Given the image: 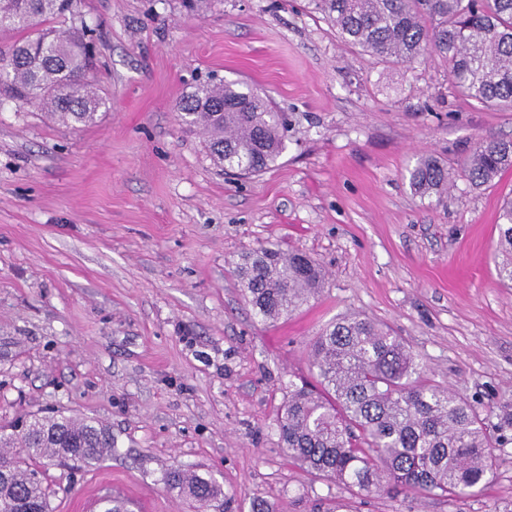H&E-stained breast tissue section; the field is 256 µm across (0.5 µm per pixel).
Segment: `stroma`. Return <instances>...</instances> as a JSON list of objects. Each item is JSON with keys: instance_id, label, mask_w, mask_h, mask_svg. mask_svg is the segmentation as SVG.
<instances>
[{"instance_id": "35a3bbf8", "label": "stroma", "mask_w": 512, "mask_h": 512, "mask_svg": "<svg viewBox=\"0 0 512 512\" xmlns=\"http://www.w3.org/2000/svg\"><path fill=\"white\" fill-rule=\"evenodd\" d=\"M96 30L108 107L66 127L0 105V426L30 412L92 418L112 450L48 466L52 512H206L163 481L214 477L224 512L336 501L349 512H512V431L477 497L352 495L293 465L275 420L314 382L310 344L361 313L400 336L427 379L495 425L512 408V288L495 269L512 170L443 201L404 178L420 154L450 169L512 112L478 106L427 59L383 65L348 47L313 0H78L57 29ZM268 95L290 120L278 163L225 173L180 99L210 79ZM264 246L315 258L321 294L269 324L234 268Z\"/></svg>"}]
</instances>
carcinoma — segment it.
<instances>
[{"label": "carcinoma", "instance_id": "1", "mask_svg": "<svg viewBox=\"0 0 512 512\" xmlns=\"http://www.w3.org/2000/svg\"><path fill=\"white\" fill-rule=\"evenodd\" d=\"M345 44L380 63L436 57L458 91L477 105L512 111V0H314ZM76 0H0V30L19 39L0 48V105L32 104L55 122L86 124L106 101L89 80L91 28L60 31L51 22ZM180 119L207 134L224 170L259 174L282 154L288 117L239 82H205L184 97ZM512 169V140H481L458 172L481 187ZM448 164L420 156L410 190L448 193ZM499 254L512 249V194L499 215ZM242 294L275 323L316 298L325 275L315 259L278 248L244 254L235 269ZM316 385L295 387L277 416L289 460L356 495L399 490L457 499L481 493L496 469L486 418L465 398L429 382L400 337L362 314L330 323L310 347ZM0 512H51L56 489L43 460L91 466L112 447L97 421L37 413L22 432L0 427ZM164 483L213 512L224 492L212 477L175 465Z\"/></svg>", "mask_w": 512, "mask_h": 512}]
</instances>
